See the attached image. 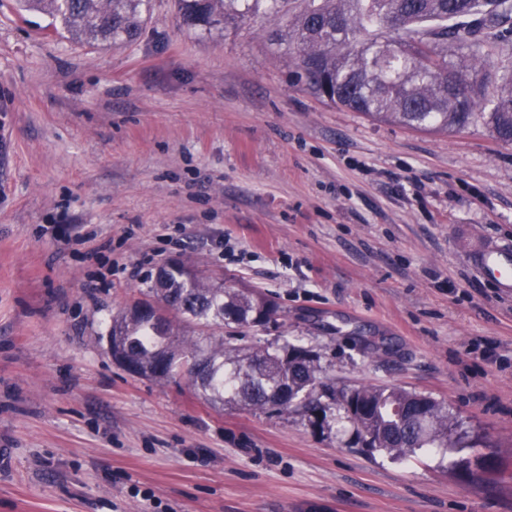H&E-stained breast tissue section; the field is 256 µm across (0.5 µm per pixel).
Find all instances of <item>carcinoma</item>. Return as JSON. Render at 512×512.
Instances as JSON below:
<instances>
[{"label":"carcinoma","mask_w":512,"mask_h":512,"mask_svg":"<svg viewBox=\"0 0 512 512\" xmlns=\"http://www.w3.org/2000/svg\"><path fill=\"white\" fill-rule=\"evenodd\" d=\"M289 0H179L184 23L209 30L228 19L274 12ZM272 35L295 60L306 89L339 107L404 126L459 131L482 119L512 144V72L494 86L487 53L512 67V0H302ZM145 0H21L50 16L55 33L91 42L142 34ZM153 312L112 317L109 336L127 370L158 381L185 378L215 407L286 415L302 412L321 429L344 419L366 451L409 459L423 448L478 447L465 442L448 411L431 397L396 387L336 390L309 351L283 343L240 344L246 330L276 312L268 297L198 277L182 263L141 291ZM468 478L493 462H454Z\"/></svg>","instance_id":"1"}]
</instances>
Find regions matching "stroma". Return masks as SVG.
I'll return each instance as SVG.
<instances>
[{
	"instance_id": "obj_1",
	"label": "stroma",
	"mask_w": 512,
	"mask_h": 512,
	"mask_svg": "<svg viewBox=\"0 0 512 512\" xmlns=\"http://www.w3.org/2000/svg\"><path fill=\"white\" fill-rule=\"evenodd\" d=\"M284 21L149 0L98 48L0 0V512H512V293L472 263L512 245V145L323 101ZM171 260L277 304L247 344L440 402L504 479L128 374L111 319Z\"/></svg>"
}]
</instances>
